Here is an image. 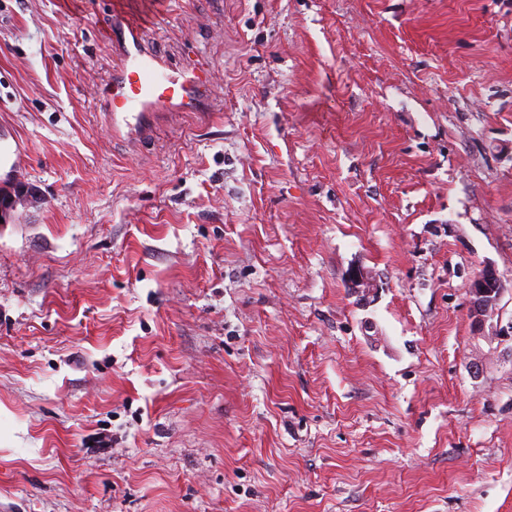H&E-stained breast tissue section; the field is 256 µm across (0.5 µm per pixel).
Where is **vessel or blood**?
Here are the masks:
<instances>
[{
	"instance_id": "obj_1",
	"label": "vessel or blood",
	"mask_w": 512,
	"mask_h": 512,
	"mask_svg": "<svg viewBox=\"0 0 512 512\" xmlns=\"http://www.w3.org/2000/svg\"><path fill=\"white\" fill-rule=\"evenodd\" d=\"M108 37L117 46L121 64L110 84L109 118L113 131L145 137L155 117L154 110H199L209 82L206 68L187 71L169 68L159 55L144 48V25L114 12Z\"/></svg>"
}]
</instances>
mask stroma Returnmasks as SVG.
I'll return each mask as SVG.
<instances>
[{"mask_svg":"<svg viewBox=\"0 0 512 512\" xmlns=\"http://www.w3.org/2000/svg\"><path fill=\"white\" fill-rule=\"evenodd\" d=\"M112 2L0 0V512H512V0H145L136 145ZM113 3L112 25L106 35L118 47L121 64L112 74L109 118L112 131L144 138L154 108L199 111L209 82L204 67L174 71L156 53L144 48V23L130 20ZM470 296V314L473 327L481 330L494 318L504 284L492 266H486L468 285Z\"/></svg>","mask_w":512,"mask_h":512,"instance_id":"obj_1","label":"stroma"}]
</instances>
